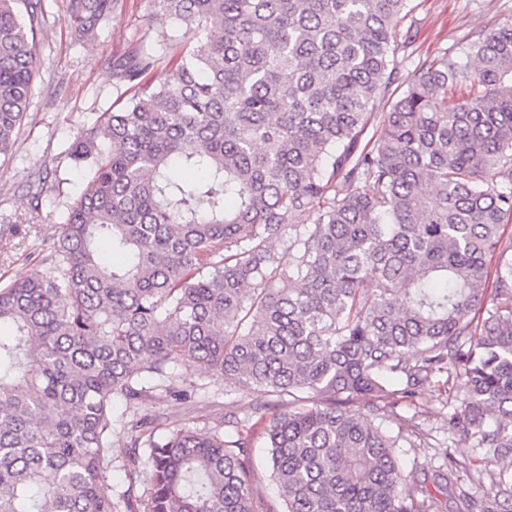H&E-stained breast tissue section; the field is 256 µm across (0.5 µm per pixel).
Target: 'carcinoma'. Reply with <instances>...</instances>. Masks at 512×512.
<instances>
[{
    "label": "carcinoma",
    "mask_w": 512,
    "mask_h": 512,
    "mask_svg": "<svg viewBox=\"0 0 512 512\" xmlns=\"http://www.w3.org/2000/svg\"><path fill=\"white\" fill-rule=\"evenodd\" d=\"M408 3L154 0L201 38L157 83L152 48L119 66L134 94L73 144L87 186L44 272L0 289V512H512V21L374 112ZM118 6L68 0L75 43ZM43 22L42 0H0V157ZM184 361L288 397L267 430L279 509L260 510L241 431L137 416L192 397ZM440 377L448 441L475 454L405 474ZM401 405L394 435L376 419ZM125 410V405L122 401H118L114 405L112 416L114 418L112 426V445L115 451L112 455V468L109 471L108 482L112 485L114 493H119L126 489L124 481V468H123V457L126 446L128 445L129 439L123 431L122 425L117 420L121 419V414Z\"/></svg>",
    "instance_id": "cac0c4a2"
}]
</instances>
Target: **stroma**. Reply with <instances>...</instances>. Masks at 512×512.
I'll use <instances>...</instances> for the list:
<instances>
[{
    "label": "stroma",
    "instance_id": "35a3bbf8",
    "mask_svg": "<svg viewBox=\"0 0 512 512\" xmlns=\"http://www.w3.org/2000/svg\"><path fill=\"white\" fill-rule=\"evenodd\" d=\"M43 6L45 22L36 36L39 75L12 153L0 159V226L19 227L14 235L0 233V288L42 272L69 205L87 185L69 156L72 144L97 114L117 110L131 96L115 75L117 66L154 45L163 30L174 50L197 41L185 26L156 19L152 0H124L108 27L78 45L64 0H43ZM511 20L512 0H411L394 54L400 81L377 97L374 111L390 110L422 61L444 51L462 54L481 31ZM179 371L198 384L196 401L148 400L139 404V415L166 428L186 424L201 431L214 420L236 415L249 429L253 484L262 502L274 503L275 487L265 464L270 414L254 411L259 395L187 363Z\"/></svg>",
    "mask_w": 512,
    "mask_h": 512
}]
</instances>
